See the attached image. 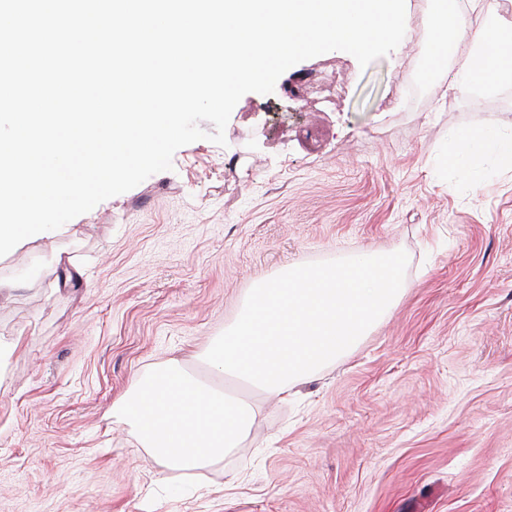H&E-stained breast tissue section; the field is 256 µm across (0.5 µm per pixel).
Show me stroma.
Wrapping results in <instances>:
<instances>
[{"label":"stroma","mask_w":512,"mask_h":512,"mask_svg":"<svg viewBox=\"0 0 512 512\" xmlns=\"http://www.w3.org/2000/svg\"><path fill=\"white\" fill-rule=\"evenodd\" d=\"M409 28L360 67L332 51L249 93L226 146L0 257V512H512V165L452 167L453 133L512 130V82L453 94ZM405 251L394 310L285 400L205 360L285 268ZM172 359L256 408L242 447L164 471L115 406Z\"/></svg>","instance_id":"35a3bbf8"}]
</instances>
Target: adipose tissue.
Wrapping results in <instances>:
<instances>
[{"label": "adipose tissue", "mask_w": 512, "mask_h": 512, "mask_svg": "<svg viewBox=\"0 0 512 512\" xmlns=\"http://www.w3.org/2000/svg\"><path fill=\"white\" fill-rule=\"evenodd\" d=\"M479 5L483 22L476 31L464 32L458 13H451L448 20V48L465 45L468 58L483 61L486 70L478 77L472 68H464L460 80L451 87L456 94L477 82L512 81V57L501 54L494 43L495 38L512 37V19L499 12L495 0H479ZM456 142L449 164L466 167L483 154L512 162L510 132L474 129L457 136ZM120 409L152 458L168 470L183 473L204 468L240 447L255 419L251 404L200 384L176 360L159 373L137 380Z\"/></svg>", "instance_id": "obj_1"}]
</instances>
